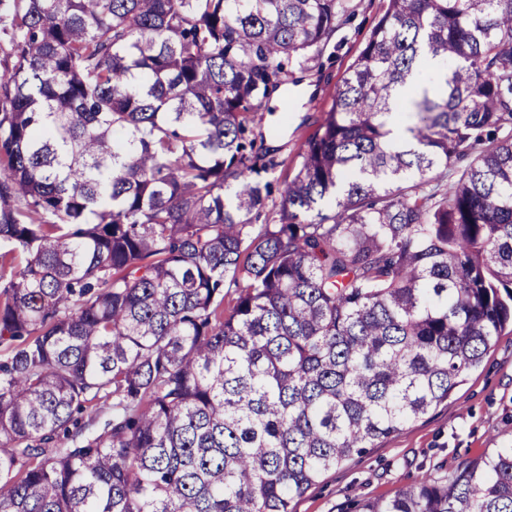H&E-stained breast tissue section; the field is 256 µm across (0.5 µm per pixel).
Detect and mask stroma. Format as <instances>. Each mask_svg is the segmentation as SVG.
<instances>
[{
    "mask_svg": "<svg viewBox=\"0 0 512 512\" xmlns=\"http://www.w3.org/2000/svg\"><path fill=\"white\" fill-rule=\"evenodd\" d=\"M351 20L293 69L254 121V133L294 176L300 154L337 85L364 48L388 0H353ZM512 446V332L499 336L482 365L454 395L424 418L380 440L367 453L326 474L294 503V512H348L359 498H388L416 479L442 476L493 448Z\"/></svg>",
    "mask_w": 512,
    "mask_h": 512,
    "instance_id": "obj_1",
    "label": "stroma"
}]
</instances>
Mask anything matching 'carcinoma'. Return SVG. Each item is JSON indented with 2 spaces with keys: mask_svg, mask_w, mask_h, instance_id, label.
Here are the masks:
<instances>
[{
  "mask_svg": "<svg viewBox=\"0 0 512 512\" xmlns=\"http://www.w3.org/2000/svg\"><path fill=\"white\" fill-rule=\"evenodd\" d=\"M351 9L0 0V512H293L512 328V0H389L251 223ZM350 512H512V447ZM355 12L351 20L318 51L314 58L300 69L296 67L288 83L274 93L257 112L254 133L257 144L265 148L284 165L278 168L282 177H293L300 166V154L306 139L317 128L329 109L336 86L364 48L375 24L387 8L388 0H353ZM310 80V91L301 84Z\"/></svg>",
  "mask_w": 512,
  "mask_h": 512,
  "instance_id": "carcinoma-1",
  "label": "carcinoma"
}]
</instances>
